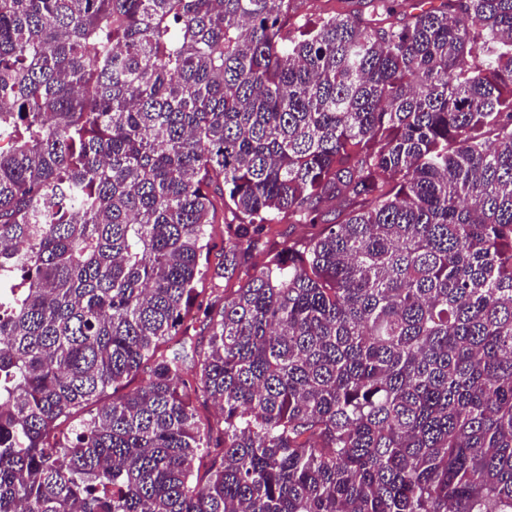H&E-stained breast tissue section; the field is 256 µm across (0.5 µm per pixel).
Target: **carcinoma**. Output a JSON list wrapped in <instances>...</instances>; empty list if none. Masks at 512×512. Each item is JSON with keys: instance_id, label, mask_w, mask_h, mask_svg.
<instances>
[{"instance_id": "1", "label": "carcinoma", "mask_w": 512, "mask_h": 512, "mask_svg": "<svg viewBox=\"0 0 512 512\" xmlns=\"http://www.w3.org/2000/svg\"><path fill=\"white\" fill-rule=\"evenodd\" d=\"M336 2L0 0V512H512V0ZM229 218V213L225 212L224 206L218 202L213 214L214 229L209 245V261L211 267L221 258L224 248V221L229 220ZM314 230L305 225L289 226L287 223L273 224L267 233L269 247H280L284 239H288V233L294 240L302 239L308 236Z\"/></svg>"}]
</instances>
